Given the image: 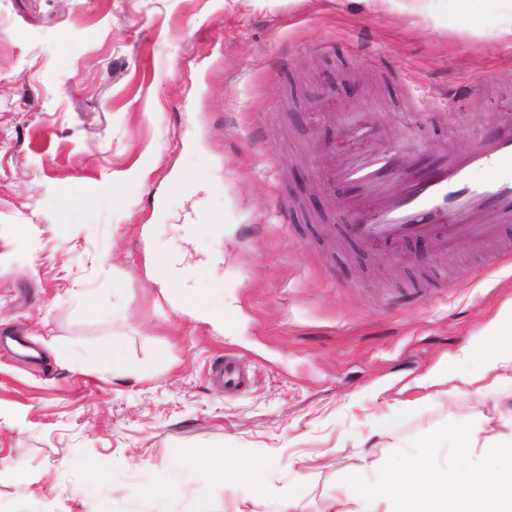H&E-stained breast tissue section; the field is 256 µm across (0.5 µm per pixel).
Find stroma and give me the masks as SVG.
Listing matches in <instances>:
<instances>
[{
	"label": "stroma",
	"mask_w": 512,
	"mask_h": 512,
	"mask_svg": "<svg viewBox=\"0 0 512 512\" xmlns=\"http://www.w3.org/2000/svg\"><path fill=\"white\" fill-rule=\"evenodd\" d=\"M508 19L493 0H0V512H330L364 457L495 472L424 442L512 410L511 383L443 378L512 309V228L504 267L468 237L395 265L342 237L314 160L360 120L427 156L512 119ZM405 78L493 89L441 114L406 107ZM175 252L191 308L150 273ZM227 353L249 377L231 397L206 378ZM174 448L179 495H150ZM228 448L252 476L208 480Z\"/></svg>",
	"instance_id": "1"
}]
</instances>
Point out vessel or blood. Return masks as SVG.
Returning a JSON list of instances; mask_svg holds the SVG:
<instances>
[{
	"instance_id": "vessel-or-blood-1",
	"label": "vessel or blood",
	"mask_w": 512,
	"mask_h": 512,
	"mask_svg": "<svg viewBox=\"0 0 512 512\" xmlns=\"http://www.w3.org/2000/svg\"><path fill=\"white\" fill-rule=\"evenodd\" d=\"M473 91L461 84L449 94L430 91L428 98L434 111L454 112ZM342 134L355 150L325 155L321 175L346 190L348 237L369 246L427 241L445 249L466 230L488 247L500 227L512 224V126L491 125L472 138L467 153L443 148L429 164L400 157L398 130L375 133L361 125ZM208 377L225 393L242 383L230 357L212 364Z\"/></svg>"
}]
</instances>
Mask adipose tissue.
Wrapping results in <instances>:
<instances>
[{
	"mask_svg": "<svg viewBox=\"0 0 512 512\" xmlns=\"http://www.w3.org/2000/svg\"><path fill=\"white\" fill-rule=\"evenodd\" d=\"M476 357L481 360L483 374L491 376L493 382H512V314L496 316L482 355L470 349L456 355L448 367L447 380L475 389L478 379L465 367ZM454 435L460 453L478 446L488 448L501 461V468L487 478L461 465L450 474L435 477L423 456L381 469L377 481L370 483L365 481L362 467L355 466L340 478L342 495L337 505L355 502L356 512H512V437L503 436L492 426L480 433L458 428Z\"/></svg>",
	"mask_w": 512,
	"mask_h": 512,
	"instance_id": "obj_1",
	"label": "adipose tissue"
}]
</instances>
